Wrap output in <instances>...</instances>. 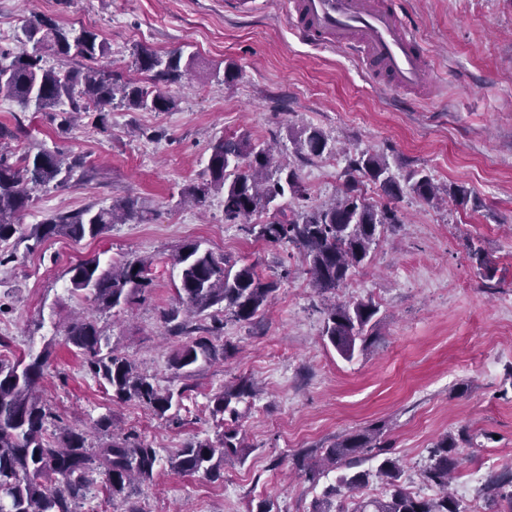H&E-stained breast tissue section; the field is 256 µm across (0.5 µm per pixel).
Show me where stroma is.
Here are the masks:
<instances>
[{"mask_svg":"<svg viewBox=\"0 0 512 512\" xmlns=\"http://www.w3.org/2000/svg\"><path fill=\"white\" fill-rule=\"evenodd\" d=\"M431 78L398 94L379 88L359 61L339 48L301 41L284 0H255L246 15L227 0H0V46L32 15L95 27L111 46L112 69L133 77L136 48L195 54V72L169 86L171 112H112L107 131L83 117L60 130L42 114L0 99V126L23 121L20 149L87 154L92 179L38 193L23 223L58 211L137 198L142 222L116 224L97 238L58 237L0 265V358L47 353L40 382L58 425L77 424L92 447L135 437L161 462L138 499L144 512H311L335 484L328 466L311 484L304 465L337 440L369 427L400 460V481L421 498L435 495L421 471L428 450L453 440L457 465L450 490L467 512H512L493 504L490 476L512 472V0H400ZM234 63L232 83L213 69ZM321 129L351 154L387 157L398 180L420 170L441 190L461 185L466 203L431 205L406 193L395 201L365 178L351 180L345 157L299 159L292 135ZM248 134L278 142L309 202L332 200L348 182L377 205H391L399 223L386 225L364 264L336 292L340 301L376 306L372 337L345 359L323 339L321 299L298 251L244 236L224 221L222 194L199 206L182 192L206 183L211 147ZM188 240L228 261L255 264L276 281L272 302L252 323L225 320L209 334L210 316L195 319L216 355L176 369L185 335L163 321L179 283L171 258ZM480 248L493 271L479 275L469 257ZM101 266L146 260L150 292L125 308L96 312L72 295L67 271L82 260ZM95 314L115 354L127 357L161 390L180 394L165 418L137 400L113 399L83 357L63 341L69 321ZM248 381L258 393L237 402L244 437L241 458L218 477L178 476L166 460L192 440L218 441L228 414L214 410L225 385ZM108 427H99L100 418Z\"/></svg>","mask_w":512,"mask_h":512,"instance_id":"1","label":"stroma"}]
</instances>
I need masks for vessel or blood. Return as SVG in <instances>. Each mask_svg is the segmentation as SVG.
<instances>
[{
    "mask_svg": "<svg viewBox=\"0 0 512 512\" xmlns=\"http://www.w3.org/2000/svg\"><path fill=\"white\" fill-rule=\"evenodd\" d=\"M288 19L304 41L355 52L383 85L411 92L427 79L428 60L395 0H290Z\"/></svg>",
    "mask_w": 512,
    "mask_h": 512,
    "instance_id": "b4317fda",
    "label": "vessel or blood"
}]
</instances>
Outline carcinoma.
<instances>
[{
    "instance_id": "1",
    "label": "carcinoma",
    "mask_w": 512,
    "mask_h": 512,
    "mask_svg": "<svg viewBox=\"0 0 512 512\" xmlns=\"http://www.w3.org/2000/svg\"><path fill=\"white\" fill-rule=\"evenodd\" d=\"M15 49L0 48V96L24 109L45 112L57 127L65 130L82 114H96L97 126L108 127L112 109L169 112L176 107L167 91L196 68V57L182 52L160 55L147 48L137 51L133 66L146 81L131 83L108 67L110 44L89 26L66 28L50 18L37 16L26 21L16 35ZM46 55L74 60L77 66L47 68ZM27 135L22 126L0 127V264L17 259V250L38 249L56 236L75 240L97 238L114 224L144 220V210L131 198L116 199L109 206L57 212L38 224L20 223L32 206L34 194L50 187H66L81 182L89 167L85 156L64 157L58 150L41 149L21 153L4 146ZM300 157H321L333 150L329 138L316 127H303L293 138ZM347 170L358 172L381 192L398 199L407 190L431 203L437 199L433 179L422 172L408 175L400 184L386 157L363 152L347 159ZM210 180L188 189L200 204L210 192L224 195V223L238 224L240 230L271 244L288 243L303 255L312 284L323 295H334L353 269L362 264L388 224H398L397 212L379 207L348 187L329 204L307 205V192L294 170L275 165L270 147L256 144L246 135L225 138L212 146L208 161ZM291 192L301 204L287 220L272 218L254 222L252 217L269 210L277 199ZM180 287L176 288L179 307L164 313L165 323L174 334L192 331L180 318V310L201 315L215 306L237 322L253 321L277 290V283L264 279L254 264L236 266L201 247L198 241L184 243L173 258ZM149 263L127 260L107 268L99 261H80L69 268L70 292L89 294L100 311L128 306L144 297L151 285ZM377 308L363 301L335 302L327 310L322 336L345 358L354 356L356 344L366 345L370 323ZM66 345L76 348L91 373L112 388L113 396L135 398L160 416L173 407L174 395L161 392L146 375L139 373L127 358L114 353L109 338L102 335L96 320L83 316L65 329ZM212 343L199 338L183 345L174 365L183 369L208 357ZM46 366L40 354L14 361L0 359V512H74L86 497L93 475L102 476L109 497L127 500L135 485L149 484L159 463L156 449L127 439L100 447L86 446V433L63 428L54 437L47 435L52 415L37 394ZM254 395L247 383L226 390L214 398V412H229L238 418L232 401ZM371 432L351 435L326 449L324 461L344 467L336 484L324 490L313 512H331L332 499L339 500L336 512H463L455 497L448 495V473L456 461L450 456L448 439L431 451V463L421 477L438 489L433 498H418L398 483L399 468L386 457L376 472L359 471L361 454L377 448ZM243 448L238 428L224 429L218 444L208 440L186 443L167 463L175 475L212 476L224 460ZM385 486L379 498L358 500L348 507L345 501L364 487L371 475ZM493 498L507 502L512 510V474L490 479Z\"/></svg>"
}]
</instances>
